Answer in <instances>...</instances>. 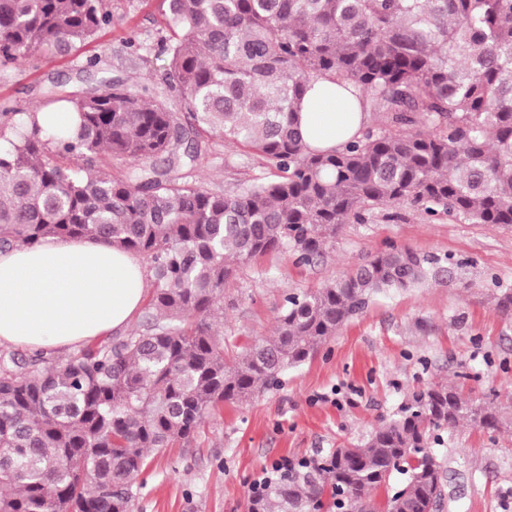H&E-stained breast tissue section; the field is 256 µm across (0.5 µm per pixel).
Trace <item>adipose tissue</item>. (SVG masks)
Segmentation results:
<instances>
[{"label":"adipose tissue","instance_id":"ef3b65f1","mask_svg":"<svg viewBox=\"0 0 512 512\" xmlns=\"http://www.w3.org/2000/svg\"><path fill=\"white\" fill-rule=\"evenodd\" d=\"M367 120L356 89L315 78L298 114L308 149L332 150ZM147 270L135 254L104 241L49 237L0 251V344L55 353L126 328L141 307Z\"/></svg>","mask_w":512,"mask_h":512}]
</instances>
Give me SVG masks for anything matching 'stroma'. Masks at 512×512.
I'll use <instances>...</instances> for the list:
<instances>
[{
    "instance_id": "obj_1",
    "label": "stroma",
    "mask_w": 512,
    "mask_h": 512,
    "mask_svg": "<svg viewBox=\"0 0 512 512\" xmlns=\"http://www.w3.org/2000/svg\"><path fill=\"white\" fill-rule=\"evenodd\" d=\"M110 22L80 53H31L0 67V103L20 112L43 104L40 88L55 78L77 89L88 61L135 86L160 84V0H104ZM139 52H132L129 41ZM192 172L232 187L272 168L243 148L208 136ZM453 255L457 279L374 296L314 358L287 369L277 389L227 403L195 438L151 453L135 481L131 512H247L262 470L281 458L322 455L365 442L395 417L413 392L447 384L464 397H494L512 414V313L496 307L512 289V225L471 224L404 204L381 206L364 223L343 225L312 263L272 252L236 269L224 284L225 352H240L272 334L289 294L312 291L389 246ZM444 462L437 512H512V433L445 428L434 447Z\"/></svg>"
}]
</instances>
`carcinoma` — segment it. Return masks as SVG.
I'll return each mask as SVG.
<instances>
[{"label":"carcinoma","instance_id":"1","mask_svg":"<svg viewBox=\"0 0 512 512\" xmlns=\"http://www.w3.org/2000/svg\"><path fill=\"white\" fill-rule=\"evenodd\" d=\"M166 90L116 78L54 84L39 111L74 114L48 129L0 104V249L47 237L103 240L152 273L144 329L86 346L50 367L0 349V512H127L151 451L190 441L219 405L276 388L373 294L451 279L449 256L390 247L323 287L290 294L274 335L224 354V283L275 251L321 255L366 210L410 203L472 224L512 225V0H162ZM109 23L102 0H0V63L35 50L68 55ZM359 91L378 128L324 152L304 148L296 114L311 80ZM177 93L180 107L171 102ZM277 170L208 188L189 170L202 133ZM138 165L115 178L102 156ZM512 419L446 384L413 393L363 445L293 461L250 493L248 512H435L442 463L430 434ZM423 462L399 469L410 454Z\"/></svg>","mask_w":512,"mask_h":512}]
</instances>
